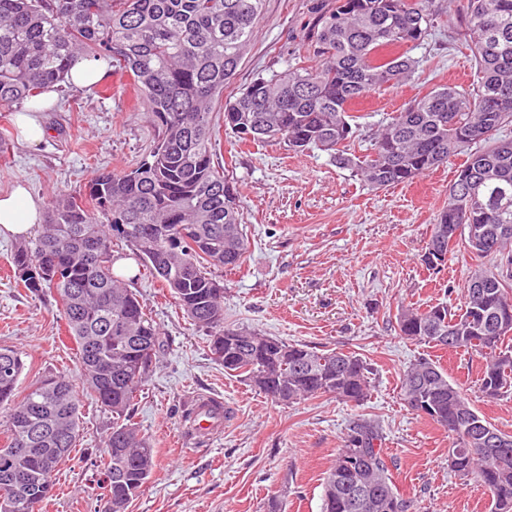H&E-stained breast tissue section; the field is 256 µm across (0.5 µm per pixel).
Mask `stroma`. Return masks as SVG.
Instances as JSON below:
<instances>
[{
  "mask_svg": "<svg viewBox=\"0 0 512 512\" xmlns=\"http://www.w3.org/2000/svg\"><path fill=\"white\" fill-rule=\"evenodd\" d=\"M335 6L336 0H263L255 37L225 95L301 65L319 12ZM434 6L430 35L408 50L419 62L414 78L351 105L356 155L368 153L378 130L410 98L440 85L475 86L472 54L452 38L448 0ZM74 99L41 113L46 138L38 145L23 142L14 112L0 111V193L22 182L44 206L54 194L83 193L94 171L131 170L153 148L157 131L128 78L112 76L107 85L75 91ZM215 140L216 162L240 185L249 240L241 267L222 273L225 324L355 353L372 369L371 395L359 406L331 396L272 404L211 359L208 329L189 322L170 291L141 270L129 285L168 346L134 401L133 421L152 443L156 467L127 512H268L273 497L284 512H321L324 474L359 420L380 428L393 482L418 512H489L488 496L449 470L447 432L411 410L401 392L410 364L437 361L488 421L512 433V394L481 397L474 354L402 339L396 324L406 306L444 301L459 309L471 267L495 263L462 244L440 274L422 262L460 158L412 184L375 190L317 148L295 154L275 140L244 144L226 127ZM16 243L0 236V348L22 352V386L49 373L77 375V346L59 303L31 295L12 278ZM201 393L221 398L228 412L221 435L210 440L191 435L184 420ZM80 401L76 447L40 512L106 508L97 465L112 416L89 395Z\"/></svg>",
  "mask_w": 512,
  "mask_h": 512,
  "instance_id": "35a3bbf8",
  "label": "stroma"
}]
</instances>
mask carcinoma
Segmentation results:
<instances>
[{"label": "carcinoma", "instance_id": "obj_1", "mask_svg": "<svg viewBox=\"0 0 512 512\" xmlns=\"http://www.w3.org/2000/svg\"><path fill=\"white\" fill-rule=\"evenodd\" d=\"M263 0H0V109L41 88L67 86L79 59L105 58L140 92L161 138L128 172H96L82 196L51 197L46 223L12 255L17 279L31 294L55 292L79 373L49 374L19 398L23 353L0 349V490L14 467L27 471L26 493L53 496L54 475L70 457L80 427L76 383L112 414L100 458L109 512H126L156 466L154 448L130 423L136 394L153 358L165 350L144 305L113 271L112 239L130 246L159 277L188 319L209 329L210 353L224 371L274 404L321 395L359 404L370 396L368 363L354 353L317 351L224 324V281L212 269L244 260L237 181L213 164L216 117L252 140H278L288 150L310 146L351 167L373 189L408 184L466 156L432 225L424 254L429 271L448 262L462 237L496 273L473 270L459 311L438 303L403 308L400 335L481 358L478 389L498 400L512 394V0H459L457 39L477 67L472 90L448 85L408 101L383 125L370 152H349L351 103L410 80L419 62L377 58L386 47L417 44L433 27L430 0H336L307 36L309 64L258 77L223 99L251 44ZM488 241L483 250L474 240ZM489 284L484 294L474 284ZM404 401L448 432V467L490 498L491 512H512V435L471 405L442 366L421 359L403 373ZM470 419L491 432L476 445ZM364 493L367 505L354 494ZM322 512H417L393 483L379 429L365 421L347 435L323 480Z\"/></svg>", "mask_w": 512, "mask_h": 512}]
</instances>
